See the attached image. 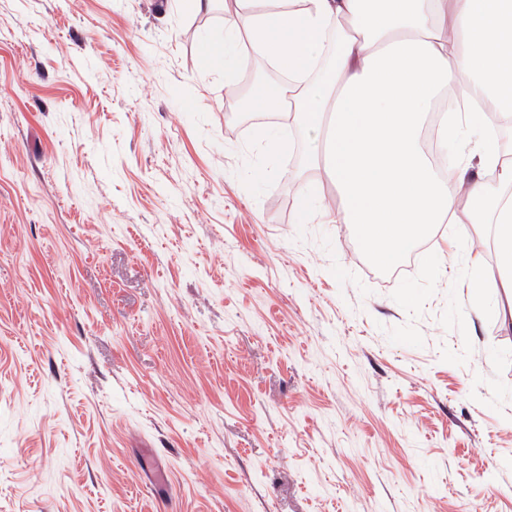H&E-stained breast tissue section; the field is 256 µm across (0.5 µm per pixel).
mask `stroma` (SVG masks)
<instances>
[{"label":"stroma","mask_w":512,"mask_h":512,"mask_svg":"<svg viewBox=\"0 0 512 512\" xmlns=\"http://www.w3.org/2000/svg\"><path fill=\"white\" fill-rule=\"evenodd\" d=\"M233 9L0 0V512H512L461 225L393 281L302 219L309 134L200 55Z\"/></svg>","instance_id":"obj_1"}]
</instances>
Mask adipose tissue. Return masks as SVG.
I'll list each match as a JSON object with an SVG mask.
<instances>
[{"instance_id":"ef3b65f1","label":"adipose tissue","mask_w":512,"mask_h":512,"mask_svg":"<svg viewBox=\"0 0 512 512\" xmlns=\"http://www.w3.org/2000/svg\"><path fill=\"white\" fill-rule=\"evenodd\" d=\"M222 36L202 45L206 63L232 74L247 46L274 73L232 111L294 114L321 149L351 225L384 267L436 225L488 224L498 269L471 257L474 299L502 289L512 320V0H237ZM458 87L460 107L442 137L452 169L425 153L421 128L438 94Z\"/></svg>"}]
</instances>
